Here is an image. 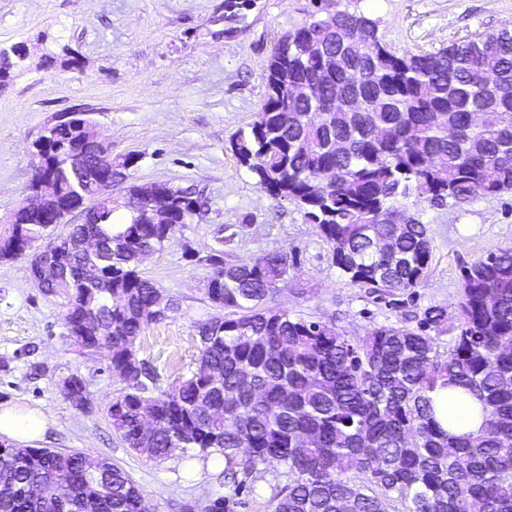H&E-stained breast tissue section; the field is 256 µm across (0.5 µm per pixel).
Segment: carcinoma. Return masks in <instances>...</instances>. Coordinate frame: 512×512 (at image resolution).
<instances>
[{
    "instance_id": "1",
    "label": "carcinoma",
    "mask_w": 512,
    "mask_h": 512,
    "mask_svg": "<svg viewBox=\"0 0 512 512\" xmlns=\"http://www.w3.org/2000/svg\"><path fill=\"white\" fill-rule=\"evenodd\" d=\"M256 0H224L236 22ZM338 56L343 67L323 60ZM25 47L0 53V81ZM255 120L231 150L256 185L296 204L317 226L348 281L372 294L419 287L432 261L425 224L405 216L407 200L458 206L512 193V31L485 33L435 53L397 54L377 22L339 0L275 45L262 74ZM84 131L69 112L41 139L56 156L34 166L53 176L39 212L18 207L0 238V260L21 256L92 187L64 166ZM204 205L203 191L162 183L154 202L126 187L99 203L95 224H67L44 253H68L67 278L42 285L67 299L64 325L75 351L110 352L109 370L127 382L108 407L112 429L155 460L174 451L224 457L235 494L271 460L288 483L272 512H512V248L463 268L459 317L430 305L413 327L381 325L356 338L332 321H311L266 300L288 284V254L251 264L207 259L205 295L224 315L197 326L191 375L170 391L137 355L149 325L178 303L142 276V257L161 249ZM125 211L123 229H112ZM102 247L88 251L83 240ZM452 334L448 350L440 337ZM460 387L481 402L478 434L452 435L437 422L430 393ZM69 400L89 409L75 375ZM151 418L156 427L142 428ZM150 512L119 466L81 451L12 448L0 456V512ZM226 496L198 499L188 512H234Z\"/></svg>"
}]
</instances>
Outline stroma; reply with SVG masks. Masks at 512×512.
<instances>
[{
	"instance_id": "1",
	"label": "stroma",
	"mask_w": 512,
	"mask_h": 512,
	"mask_svg": "<svg viewBox=\"0 0 512 512\" xmlns=\"http://www.w3.org/2000/svg\"><path fill=\"white\" fill-rule=\"evenodd\" d=\"M377 20L395 52L431 53L484 32L512 29V0H349ZM314 0H257L235 26L224 0H0V49L26 45L25 59L0 87V235L27 195L34 143L53 116L86 112L113 161L135 153L126 184L167 181L205 189V205L140 270L179 302L151 324L137 350L155 368L159 389L190 376L196 326L217 315L204 294L207 255L221 249L216 230L231 227V262L287 252L289 281L269 304L311 320L334 321L349 336L399 326L409 310L447 307L456 316L462 268L512 247V193L462 206L421 202L408 211L428 228L431 268L418 288L378 301L348 284L329 248L295 204L262 191L235 159L230 140L252 123L264 99L262 70L275 42L308 20ZM55 52L47 61L46 52ZM30 256L0 262V406L47 418L37 448L105 457L139 485L152 512H183L197 498L232 495L219 468L175 452L154 461L113 433L107 409L126 384L108 369L109 353L68 350L64 298L44 295L30 278ZM84 379L90 408L72 406L63 381ZM284 465L253 471L236 512H270Z\"/></svg>"
}]
</instances>
